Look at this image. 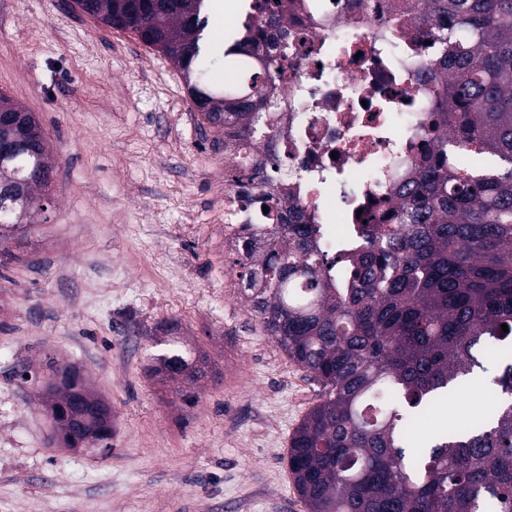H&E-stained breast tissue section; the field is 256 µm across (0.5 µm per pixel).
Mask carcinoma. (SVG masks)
Here are the masks:
<instances>
[{"mask_svg":"<svg viewBox=\"0 0 512 512\" xmlns=\"http://www.w3.org/2000/svg\"><path fill=\"white\" fill-rule=\"evenodd\" d=\"M208 0H74L103 24L129 31L180 72L191 101L224 144L234 215L255 225L236 264L245 303L263 331L324 391L293 432L288 466L308 512H512V359L494 378L487 418L417 439V419L436 408L501 347L512 350V0H398L402 31L432 41L450 76L432 108L394 224H365L356 246L323 251L321 224L301 207L280 211L288 166L278 150L290 0H253L243 24L208 37ZM224 55L279 61L251 84L204 80L200 65ZM453 125H448V121ZM4 160L0 190L40 163L31 139ZM496 164L463 168L455 151ZM268 212H263V208ZM23 210H0V256L31 232ZM507 325L504 332L501 325ZM151 376H205L175 343L152 357ZM70 446L112 438V419L91 430L61 423Z\"/></svg>","mask_w":512,"mask_h":512,"instance_id":"cac0c4a2","label":"carcinoma"}]
</instances>
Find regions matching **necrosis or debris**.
I'll list each match as a JSON object with an SVG mask.
<instances>
[{
    "instance_id": "necrosis-or-debris-1",
    "label": "necrosis or debris",
    "mask_w": 512,
    "mask_h": 512,
    "mask_svg": "<svg viewBox=\"0 0 512 512\" xmlns=\"http://www.w3.org/2000/svg\"><path fill=\"white\" fill-rule=\"evenodd\" d=\"M393 0H296L278 96L288 135L281 154L310 223L338 212L344 230L327 250L351 245L363 224H387V197L421 142L428 105L445 82L422 76L431 48L400 38Z\"/></svg>"
}]
</instances>
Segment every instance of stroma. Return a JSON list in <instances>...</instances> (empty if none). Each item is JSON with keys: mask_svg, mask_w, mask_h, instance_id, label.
Wrapping results in <instances>:
<instances>
[{"mask_svg": "<svg viewBox=\"0 0 512 512\" xmlns=\"http://www.w3.org/2000/svg\"><path fill=\"white\" fill-rule=\"evenodd\" d=\"M0 92L56 161L46 221L0 266V512H307L288 448L322 389L230 285L224 151L179 71L74 0H0ZM171 321L208 379L147 377ZM53 360L109 402L110 454L58 446L37 399ZM498 369L417 437L486 416Z\"/></svg>", "mask_w": 512, "mask_h": 512, "instance_id": "35a3bbf8", "label": "stroma"}]
</instances>
